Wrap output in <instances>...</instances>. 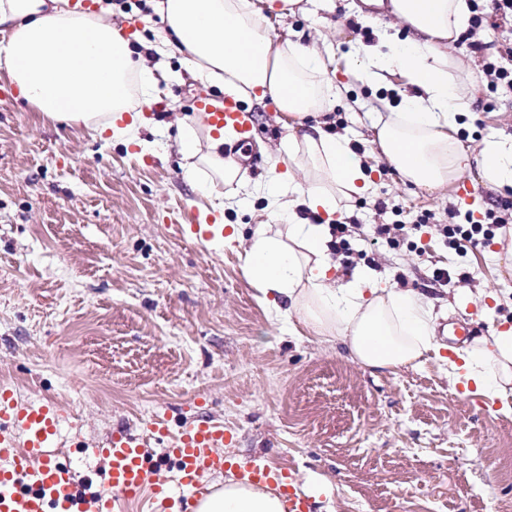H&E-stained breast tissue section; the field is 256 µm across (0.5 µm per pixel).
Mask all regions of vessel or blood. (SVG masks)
<instances>
[{
	"label": "vessel or blood",
	"mask_w": 512,
	"mask_h": 512,
	"mask_svg": "<svg viewBox=\"0 0 512 512\" xmlns=\"http://www.w3.org/2000/svg\"><path fill=\"white\" fill-rule=\"evenodd\" d=\"M195 110L210 132L230 127L244 143L254 136L252 115L239 101L202 100ZM63 413L58 401L25 404L10 389H0V512H85L90 498L95 512H125L127 504L145 497L161 504L164 512H195L198 500L208 492L204 475L228 464L222 451L228 438L223 425L202 418L174 434L164 423L153 424L152 439L178 473L182 493L176 497L165 483L152 480L143 439L121 431L101 449L109 464L107 486L89 498L69 466L44 457ZM233 466L244 483L278 487L284 512H312L310 496L298 488L294 471L258 458Z\"/></svg>",
	"instance_id": "vessel-or-blood-1"
}]
</instances>
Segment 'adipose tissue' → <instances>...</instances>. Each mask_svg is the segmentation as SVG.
Listing matches in <instances>:
<instances>
[{"label": "adipose tissue", "mask_w": 512, "mask_h": 512, "mask_svg": "<svg viewBox=\"0 0 512 512\" xmlns=\"http://www.w3.org/2000/svg\"><path fill=\"white\" fill-rule=\"evenodd\" d=\"M299 0H159L164 27L144 52L130 46L113 26L108 9L88 14L68 0H0V70L22 97L45 117L83 126L91 135L141 145L143 116L135 96H148L154 77L146 52L183 55L191 74L223 86L227 96L248 102L272 98L284 115L302 124L301 137L288 141L290 196L280 211L286 229L254 228L244 251V270L285 317H296L327 342L341 343L348 358L373 369L412 366L440 352L421 296L377 285L374 272L337 284L324 224L302 211L334 215L343 198L365 193L371 177L348 137L326 132L319 114L341 94L322 54L298 38H279L269 16H283ZM387 16L357 11L370 25L374 43H352L344 55L349 81L377 86L395 80L398 105L382 101L372 127L382 157L403 182L431 191L461 178L470 153L458 136L460 117L475 99L449 43L466 31V0H389ZM407 28L409 37L398 34ZM231 135L199 144L192 131L182 143L188 173L212 169L224 183L239 174L224 148ZM479 174L499 191L512 189V134L488 135L479 151ZM304 184H297L295 172ZM466 382L477 393L504 398L512 393V327L466 350ZM198 512H282L275 491L226 478Z\"/></svg>", "instance_id": "adipose-tissue-1"}]
</instances>
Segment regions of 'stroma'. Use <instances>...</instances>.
<instances>
[{
    "instance_id": "1",
    "label": "stroma",
    "mask_w": 512,
    "mask_h": 512,
    "mask_svg": "<svg viewBox=\"0 0 512 512\" xmlns=\"http://www.w3.org/2000/svg\"><path fill=\"white\" fill-rule=\"evenodd\" d=\"M112 19L140 41L164 23L149 0H105ZM274 34L295 31L342 64L350 42H375L371 28L331 0H301ZM512 43V21L463 34L451 53L478 95L461 129L479 151L492 131L512 133V93L482 78L473 43ZM141 110L147 148L115 145L54 124L0 78V385L23 402L63 404L53 460L106 486L107 461L90 456L116 427L147 436L201 415L223 424L232 460L258 456L292 467L317 491L315 512H504L512 507V398L464 393L448 362L426 354L414 366L377 372L351 361L262 301L243 272L238 244L212 249L192 239V217L216 216L250 237L273 222L270 186L286 171L289 129L274 104L252 107L257 134L246 154L247 192L209 170L188 174L181 137L206 133L193 103L220 96L193 80L181 56L164 63ZM394 91L351 83L323 115L371 170L367 193L340 204L350 231L333 252L344 283L368 269L390 288L429 302L440 342L463 348L512 326V225L478 246L448 248L435 227L461 204L453 187L429 193L402 183L380 159L367 117ZM390 224V240L374 241ZM449 271L450 284L435 269ZM466 314L472 332L444 328Z\"/></svg>"
}]
</instances>
